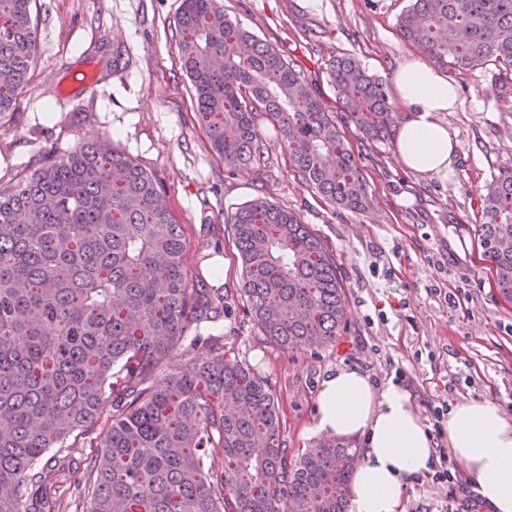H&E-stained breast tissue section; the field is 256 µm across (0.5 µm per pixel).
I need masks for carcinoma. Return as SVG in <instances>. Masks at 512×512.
<instances>
[{"label": "carcinoma", "instance_id": "obj_1", "mask_svg": "<svg viewBox=\"0 0 512 512\" xmlns=\"http://www.w3.org/2000/svg\"><path fill=\"white\" fill-rule=\"evenodd\" d=\"M32 0H0V114L37 59ZM184 69L213 151L231 167L261 155L253 111L277 125L299 175L329 203L365 210L368 184L305 74L232 22L218 0H183ZM400 35L459 73L512 70V0H412ZM329 81L346 120L373 139L395 121L385 85L351 56ZM332 155L334 165L324 158ZM230 224L241 292L281 348L322 346L345 317L336 260L290 210L256 199ZM480 256L512 303V170L483 195ZM187 241L154 180L105 141L0 191V512H347L357 451L324 440L288 462L276 394L209 343L186 371L174 351L224 297L190 276ZM93 436L90 469L70 482L39 466L72 436Z\"/></svg>", "mask_w": 512, "mask_h": 512}]
</instances>
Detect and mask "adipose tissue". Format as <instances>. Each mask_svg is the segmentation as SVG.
Returning a JSON list of instances; mask_svg holds the SVG:
<instances>
[{"label":"adipose tissue","mask_w":512,"mask_h":512,"mask_svg":"<svg viewBox=\"0 0 512 512\" xmlns=\"http://www.w3.org/2000/svg\"><path fill=\"white\" fill-rule=\"evenodd\" d=\"M395 85L405 112L396 143L403 162L424 176L447 173L457 141L443 115L456 108L455 84L416 57L398 68ZM315 414L316 432L365 442L349 512H402L408 483L431 467L435 453L409 392L376 387L362 372L340 368L321 380ZM446 431L478 496L495 512H512V420L494 401H465L449 410Z\"/></svg>","instance_id":"obj_1"}]
</instances>
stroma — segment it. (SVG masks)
<instances>
[{
  "mask_svg": "<svg viewBox=\"0 0 512 512\" xmlns=\"http://www.w3.org/2000/svg\"><path fill=\"white\" fill-rule=\"evenodd\" d=\"M225 14L296 63L326 111L343 107L329 62L356 57L403 106L396 70L420 50L398 32L410 0H219ZM182 0H34L40 54L13 110L0 114V190L108 136L156 182L181 224L193 275L224 297V315L202 323L228 356L251 364L276 392L280 440L289 461L318 441L321 380L353 368L377 386L400 381L426 427L435 413L469 400L495 401L512 418V304L479 259L481 196L512 169V71L487 64L453 75L456 135L452 171L429 177L396 152L397 131L370 139L339 129L369 186L365 211L336 208L296 172L265 112L254 122L259 163L233 168L213 152L181 66L176 22ZM120 61H113V52ZM95 71L83 87L76 74ZM258 198L294 212L336 264L347 313L335 341L286 350L264 336L240 293L241 259L229 217ZM224 260L215 273L214 257ZM448 487L419 475L406 512H444Z\"/></svg>",
  "mask_w": 512,
  "mask_h": 512,
  "instance_id": "1",
  "label": "stroma"
}]
</instances>
